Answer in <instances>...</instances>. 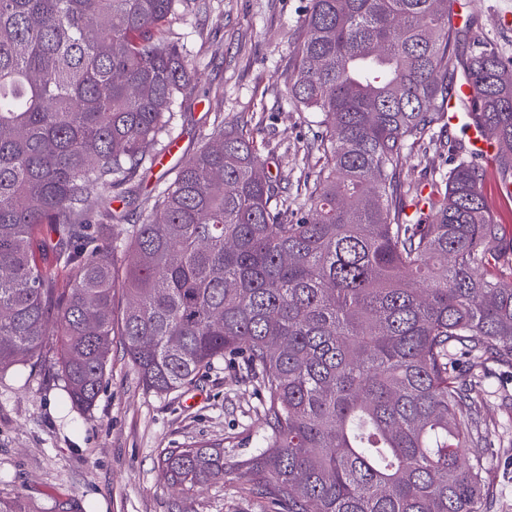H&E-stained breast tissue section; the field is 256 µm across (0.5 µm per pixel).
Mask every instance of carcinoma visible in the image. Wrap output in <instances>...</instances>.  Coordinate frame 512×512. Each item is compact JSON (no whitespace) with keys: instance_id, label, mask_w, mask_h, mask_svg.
Here are the masks:
<instances>
[{"instance_id":"obj_1","label":"carcinoma","mask_w":512,"mask_h":512,"mask_svg":"<svg viewBox=\"0 0 512 512\" xmlns=\"http://www.w3.org/2000/svg\"><path fill=\"white\" fill-rule=\"evenodd\" d=\"M176 0H0V376L48 366L89 411L114 339L168 392L225 357L267 395L244 461L279 512H482L487 448L478 381L458 358L512 363V260L463 141L406 210L404 164L460 127L495 144L512 182V56L434 0H310L288 98L317 127L319 168L288 221L251 122L219 121L171 182L136 199L152 146L175 140L199 72L165 34ZM120 232H115V228ZM189 493L233 467L218 444L166 448ZM0 512H68L0 496Z\"/></svg>"}]
</instances>
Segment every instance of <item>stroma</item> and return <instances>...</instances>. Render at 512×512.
Listing matches in <instances>:
<instances>
[{"mask_svg": "<svg viewBox=\"0 0 512 512\" xmlns=\"http://www.w3.org/2000/svg\"><path fill=\"white\" fill-rule=\"evenodd\" d=\"M309 0H182L167 32L201 74L207 101L184 108L175 123L180 145L165 163L141 171L143 191L163 186L169 165L193 155L225 121L255 113L265 172L289 196L303 193L316 155L315 131L288 99L290 53ZM455 13L478 42L512 51V0H465ZM450 147L424 144L402 178L410 198L426 199L435 176L452 164ZM490 379L473 395L483 405L492 446L486 481L490 512H512V368L488 365ZM264 393L232 361L203 367L192 383L167 393L143 386L121 345L112 348L107 381L91 413L72 407L64 383L38 367L0 378V495L22 493L40 504L57 497L71 512H273L227 470L194 492L171 486L158 466L167 448L220 443L248 458L267 429Z\"/></svg>", "mask_w": 512, "mask_h": 512, "instance_id": "stroma-1", "label": "stroma"}]
</instances>
